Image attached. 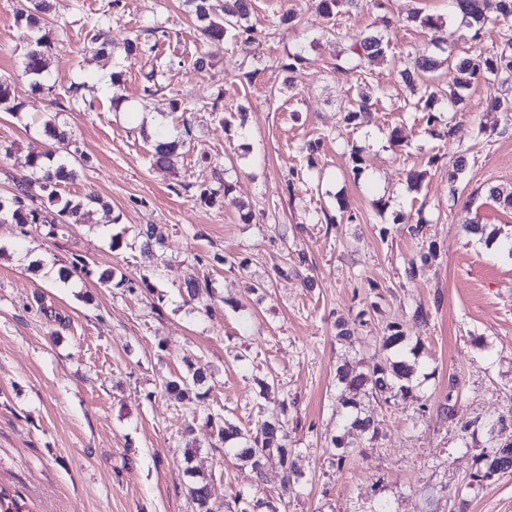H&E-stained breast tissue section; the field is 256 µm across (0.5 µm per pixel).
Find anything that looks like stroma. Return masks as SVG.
Returning a JSON list of instances; mask_svg holds the SVG:
<instances>
[{
	"label": "stroma",
	"instance_id": "35a3bbf8",
	"mask_svg": "<svg viewBox=\"0 0 512 512\" xmlns=\"http://www.w3.org/2000/svg\"><path fill=\"white\" fill-rule=\"evenodd\" d=\"M293 5L297 26L274 37L200 45L184 0H54L41 31L52 42L55 91L47 96L23 73L36 33L17 17L21 2L0 0V29L10 32L0 41V78L23 105L17 115L0 112V195L26 174L29 154L44 149L42 123L55 114L89 159L60 193H93L111 206L94 223L58 231L0 223V487L20 495L27 512H192L183 475L190 445L213 512H228L239 493L255 512L269 503L278 512H375L381 503L390 512H512V473L454 496L476 467L460 424L512 405V259L467 231L475 222L512 230V209L488 193L512 185V127L487 109L490 96L512 98V80L473 82L454 110L438 112L439 126L452 129L440 140L426 133L425 114L404 103L445 86L447 69L419 75L413 90L397 76L407 57L488 54L503 28L472 41L448 0H362L332 21L311 0ZM416 8L437 25L409 20ZM97 24L116 43L156 24L165 33L120 69L95 55L88 33ZM378 30L389 40L387 61L365 75L351 68L349 48ZM299 45L306 61L291 81L282 65ZM197 47L209 62L202 71L182 64ZM159 68L180 97L224 106L192 114L191 141L170 168L151 166L149 143L182 117L165 94L138 103L144 74ZM117 70L133 110L109 102ZM82 82L95 87L94 107L70 110L69 88ZM365 86L380 93L369 122H344L342 106ZM314 139L321 146L311 155ZM460 155L467 165L452 186L448 170ZM211 157L232 186L221 208L180 191L209 178ZM296 168L303 177L293 176ZM411 171L421 173L418 185ZM342 204L353 221L338 220ZM323 212L335 224L320 221ZM420 220L426 234L418 240L409 228ZM148 224L165 236L161 258L139 247ZM115 235L124 241L118 250ZM426 240L437 256L407 279ZM77 256L91 275L66 284L54 277ZM288 260L300 262L298 274L275 276ZM106 269L125 284L100 283ZM195 270L210 277L212 315L185 299ZM419 307L430 314L422 329L412 321ZM361 313L366 324L337 343L336 321ZM389 321L419 338L425 374L406 403L368 406L377 438L337 465L326 445L341 424L336 368L384 357L372 338ZM191 362L208 374L206 407L239 425L286 403L288 445L303 471L293 493L282 494L274 466L256 481L193 419L192 405L169 401L165 382ZM452 374L461 379L455 418L420 416V403L445 402Z\"/></svg>",
	"mask_w": 512,
	"mask_h": 512
}]
</instances>
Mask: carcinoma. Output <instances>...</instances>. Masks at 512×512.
<instances>
[{
	"mask_svg": "<svg viewBox=\"0 0 512 512\" xmlns=\"http://www.w3.org/2000/svg\"><path fill=\"white\" fill-rule=\"evenodd\" d=\"M190 6L198 35L203 39L221 40L226 36L252 35L255 29L243 25L252 10V0H185ZM290 0H282L273 11L270 24L276 31L280 26L295 21V12L288 8ZM456 13L462 16L467 27L477 38L483 31L487 16L484 11L485 0H451ZM348 0H314L315 7L327 18H333ZM50 10V0H25L24 8L19 17L26 20L32 27L40 28L42 16ZM95 45L96 54L111 55L121 61H128L154 49L148 39L141 38V33L122 44H114L100 29L90 37ZM389 40L382 34H364L351 50L349 63L353 67L382 64L387 61ZM51 43L42 36L37 37L25 54L24 70L32 77L34 87L46 94L54 91V84L48 78L46 56ZM454 73L448 82V90L431 91L413 103L411 107L428 113V133L436 139H445L451 135V128H438L435 104L442 99L448 107L453 108L462 101L461 90L478 79L496 78L500 75L512 76V35L505 34L499 50L483 59L469 57L445 58L434 56L408 58L401 64L399 77L408 87H414V75L420 71L435 72L442 66ZM140 97L141 104H146L152 97L166 91L169 86L156 79L155 72L145 75ZM372 97L359 93L343 107L344 120L347 122L364 121L372 111ZM21 104L11 99L8 84L0 81V112L16 114ZM42 133L52 141V148L39 153H32L28 158L29 174L16 180L14 193L7 198L0 197V223L14 224H49L57 227L60 224H89L97 208L105 209L102 199L95 194H87L79 199L61 195L54 187L60 182L76 177V166L88 162L85 154L79 150L72 133L66 125L59 122L58 117H50L44 121ZM181 144L180 138L167 134L157 136L149 153L151 162L156 166L171 164ZM221 165L212 167L213 181L186 182L185 191H194L197 198L210 205H224L231 187L224 182L220 174ZM469 231L480 236L486 244L499 241L497 250L512 256V235H501L498 228L473 224ZM76 274L86 276L92 274L88 262L76 258L71 266L59 270V280L63 283ZM381 346L392 351V355L374 362L366 369L357 371L343 363L336 369V377L342 388L341 403L345 409V423L331 436V447L338 450L336 465L342 467L351 449L357 447L354 437L375 438L377 428L374 421L363 414V406L371 400H383L387 403L400 404L412 397V378L422 370L418 361L416 348H406L408 336L400 325L391 322L378 337ZM205 381L202 370L189 368L184 376L171 380L166 384L167 394L174 400L203 403L205 394L199 392ZM459 397V381L455 376L448 377V404L442 408L443 413L452 418ZM205 424L224 443V455H233L248 462L257 478H262L268 466L275 464L282 472L284 488L291 489L298 483L302 472L298 464V454L288 447L283 426L279 417L272 415L249 430L243 429L219 413H205ZM487 433H496L494 443L483 447L476 456L477 469L470 474V479L455 488L454 496L463 497L474 484L489 479L497 474L512 470V406L494 420L483 424ZM186 475L187 494L193 504V512H212L210 508L209 481L195 470L188 468Z\"/></svg>",
	"mask_w": 512,
	"mask_h": 512,
	"instance_id": "cac0c4a2",
	"label": "carcinoma"
}]
</instances>
